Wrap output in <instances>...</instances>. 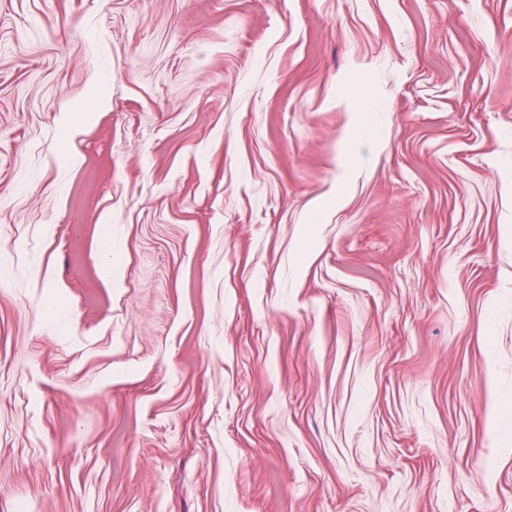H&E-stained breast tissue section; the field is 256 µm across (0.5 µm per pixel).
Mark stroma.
<instances>
[{
  "instance_id": "stroma-1",
  "label": "stroma",
  "mask_w": 512,
  "mask_h": 512,
  "mask_svg": "<svg viewBox=\"0 0 512 512\" xmlns=\"http://www.w3.org/2000/svg\"><path fill=\"white\" fill-rule=\"evenodd\" d=\"M0 512H512V0H0Z\"/></svg>"
}]
</instances>
